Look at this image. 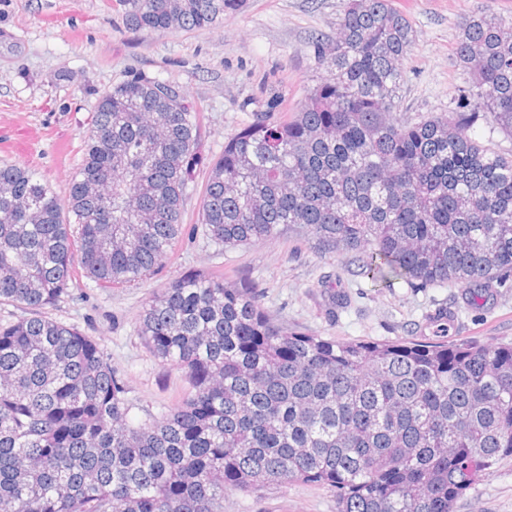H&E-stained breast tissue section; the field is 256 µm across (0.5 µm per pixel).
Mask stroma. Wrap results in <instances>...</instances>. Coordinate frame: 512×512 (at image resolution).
<instances>
[{"label":"stroma","instance_id":"obj_1","mask_svg":"<svg viewBox=\"0 0 512 512\" xmlns=\"http://www.w3.org/2000/svg\"><path fill=\"white\" fill-rule=\"evenodd\" d=\"M347 0H242L211 26L158 33L134 29L107 0H0V161L37 169L65 194L91 126L96 93L132 76L178 85L202 113L198 162L184 202V232L148 279L120 287L88 282L50 307L57 321L99 340L138 407L157 412L186 381L163 366L135 332L152 296L185 271H222L253 289L288 327L338 341L395 342L433 336L435 311L454 307L448 334L482 344L512 343V277L483 303L458 285L386 286L364 273L354 252L318 251L298 230L271 242L216 244L196 228L208 170L253 113L282 115L327 76L312 43L333 37ZM416 39L404 59L398 117L456 111L470 74L454 46L462 18L512 14V0H394ZM336 492L300 482L224 494V512H336ZM454 512H512V457L498 462L454 504Z\"/></svg>","mask_w":512,"mask_h":512}]
</instances>
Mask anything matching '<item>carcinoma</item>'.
<instances>
[{
    "label": "carcinoma",
    "mask_w": 512,
    "mask_h": 512,
    "mask_svg": "<svg viewBox=\"0 0 512 512\" xmlns=\"http://www.w3.org/2000/svg\"><path fill=\"white\" fill-rule=\"evenodd\" d=\"M167 32L212 25L240 0H109ZM410 20L392 0H348L313 54L328 78L280 119L256 112L208 172L198 223L217 243L294 228L322 250L370 246L376 282L457 284L484 298L512 272V16L465 19L472 81L458 111L396 117ZM139 75L97 93L61 197L0 163V512H224V490L301 482L337 512H452L512 456V343L340 342L290 331L224 274L184 272L136 325L188 389L140 418L92 337L45 309L84 287L152 275L183 231L201 112ZM485 115L477 124V134L480 141L496 152L511 154L512 139L504 136L496 128L489 114Z\"/></svg>",
    "instance_id": "carcinoma-1"
}]
</instances>
